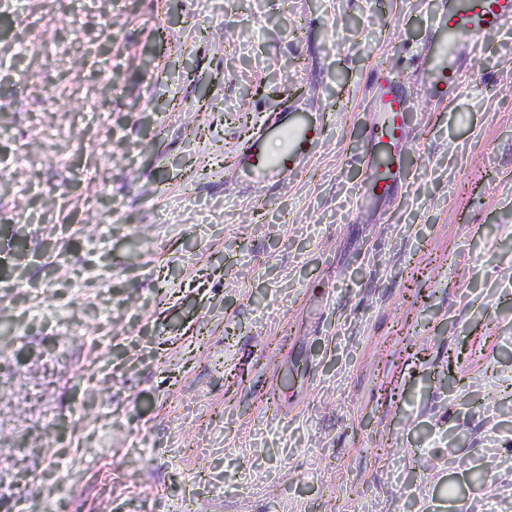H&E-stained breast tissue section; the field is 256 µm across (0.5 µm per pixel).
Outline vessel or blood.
Masks as SVG:
<instances>
[{"label": "vessel or blood", "mask_w": 512, "mask_h": 512, "mask_svg": "<svg viewBox=\"0 0 512 512\" xmlns=\"http://www.w3.org/2000/svg\"><path fill=\"white\" fill-rule=\"evenodd\" d=\"M510 27L512 0H452L447 12L434 23L435 53L424 67L429 93L442 99L459 85L461 68L454 47L460 38L469 39L475 46L486 33ZM374 107L376 129L388 146L365 154L367 176L359 195L367 200H385L405 181L406 169L399 145L406 136L412 100L402 84L390 80ZM266 131L280 138L282 148L279 153L270 154L255 139L240 152L237 165L252 180L270 182L283 178L312 156L324 137L323 123L311 121L299 112L274 119Z\"/></svg>", "instance_id": "vessel-or-blood-1"}]
</instances>
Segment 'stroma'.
Listing matches in <instances>:
<instances>
[{
  "label": "stroma",
  "instance_id": "35a3bbf8",
  "mask_svg": "<svg viewBox=\"0 0 512 512\" xmlns=\"http://www.w3.org/2000/svg\"><path fill=\"white\" fill-rule=\"evenodd\" d=\"M447 6L0 2V512H512V38L436 100ZM388 76L408 182L361 214ZM288 107L321 148L232 178Z\"/></svg>",
  "mask_w": 512,
  "mask_h": 512
}]
</instances>
